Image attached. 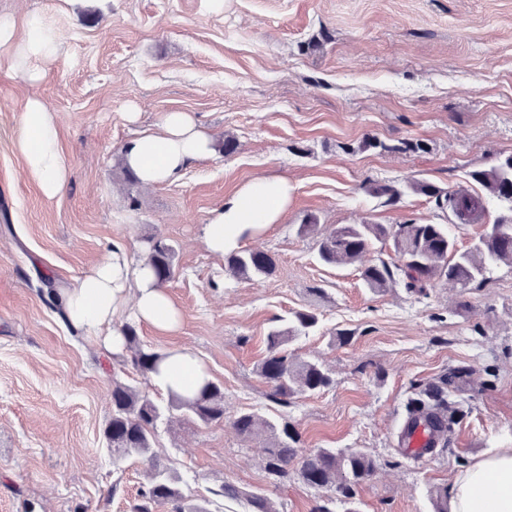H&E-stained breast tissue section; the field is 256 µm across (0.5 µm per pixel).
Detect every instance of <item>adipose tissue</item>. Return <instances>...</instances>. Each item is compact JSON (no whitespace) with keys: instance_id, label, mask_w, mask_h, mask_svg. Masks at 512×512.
<instances>
[{"instance_id":"obj_1","label":"adipose tissue","mask_w":512,"mask_h":512,"mask_svg":"<svg viewBox=\"0 0 512 512\" xmlns=\"http://www.w3.org/2000/svg\"><path fill=\"white\" fill-rule=\"evenodd\" d=\"M59 39L40 18L0 19V65L22 77L38 78L45 64L56 59ZM14 148L24 171L45 197L60 194L67 165L58 143L54 113L39 99H27L15 133ZM213 152L212 137L184 112L168 113L159 129L146 130L122 150L123 165L150 186L179 174L190 160ZM287 179L258 176L242 185L203 228L206 249L215 256L237 250L279 223L288 209ZM58 301L68 322L97 338L103 349L119 354L124 338L116 321L132 311L138 322L162 333L175 331L181 320L166 291L145 264H133L124 245L95 263ZM207 377L190 350L168 352L150 380L164 392L183 395ZM451 512H512V447L492 448L457 472L448 486Z\"/></svg>"}]
</instances>
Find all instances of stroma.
Wrapping results in <instances>:
<instances>
[{
    "mask_svg": "<svg viewBox=\"0 0 512 512\" xmlns=\"http://www.w3.org/2000/svg\"><path fill=\"white\" fill-rule=\"evenodd\" d=\"M27 13L55 31L60 53L33 84L0 67V512H128L148 484L141 460H113L103 430L113 380L157 400L164 392L65 322L41 289L46 279L70 287L116 240L136 259L151 236L175 248L164 289L181 327L138 325L144 347L194 351L228 415L284 416L306 447L367 450L378 468L357 490L360 512H433V490L512 444V268L421 300L400 286L375 294L355 267L323 264L316 238L298 232L311 215L324 233L446 223L410 184L468 189L472 170L512 152V0H0V16ZM29 96L59 119L68 180L52 199L13 145ZM169 112L188 113L214 141L233 137L236 153L154 186L127 182L124 145ZM369 135L390 151L362 149ZM413 139L428 152H394ZM258 175L292 190L282 221L244 244L272 254L276 269L248 281L206 250L202 227ZM371 182L404 193L390 204L368 193ZM316 286L325 298L310 295ZM308 306L318 327L290 350L322 363L333 384L282 405L256 366L276 319ZM341 330L348 344L334 342ZM458 368L461 416L447 444L419 460L402 454L414 385ZM264 448L224 423L161 431L156 450L213 512H251L252 496L312 512L322 491L295 476L274 481ZM223 483L237 496H212Z\"/></svg>",
    "mask_w": 512,
    "mask_h": 512,
    "instance_id": "stroma-1",
    "label": "stroma"
}]
</instances>
